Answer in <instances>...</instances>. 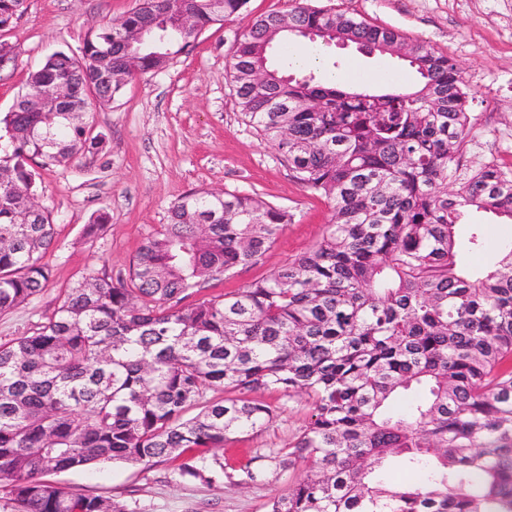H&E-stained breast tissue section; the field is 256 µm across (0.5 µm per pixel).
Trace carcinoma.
Returning a JSON list of instances; mask_svg holds the SVG:
<instances>
[{
    "instance_id": "obj_1",
    "label": "carcinoma",
    "mask_w": 512,
    "mask_h": 512,
    "mask_svg": "<svg viewBox=\"0 0 512 512\" xmlns=\"http://www.w3.org/2000/svg\"><path fill=\"white\" fill-rule=\"evenodd\" d=\"M25 4L0 0L1 30ZM246 4L135 0L79 56L59 52L31 71L20 97L66 83L85 115L100 61L114 97ZM294 37L399 48L418 81L376 92L285 74L269 52ZM228 77L248 124L328 202L326 230L271 275L205 295L258 264L292 214L254 192L191 188L125 272L69 284L35 331L0 343V496L16 512H129L48 477L181 458L182 479L237 485L303 465L269 512H512V241L473 268L464 253L484 248L483 233L465 245L456 233L471 209L512 224V170L462 162L473 123L456 64L423 40L297 0L254 19ZM16 104L0 115V313L52 276L42 258L56 227L46 207L31 208L40 171L100 145L74 112ZM108 221L99 213L84 235ZM211 389L228 396L209 399ZM258 391L304 393L313 412L295 442L235 475L209 452L273 421L274 407L249 398ZM396 461L417 480L388 482Z\"/></svg>"
}]
</instances>
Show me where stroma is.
<instances>
[{
    "instance_id": "1",
    "label": "stroma",
    "mask_w": 512,
    "mask_h": 512,
    "mask_svg": "<svg viewBox=\"0 0 512 512\" xmlns=\"http://www.w3.org/2000/svg\"><path fill=\"white\" fill-rule=\"evenodd\" d=\"M310 6L353 14L428 41L460 69L472 97L474 132L465 156L512 165V0H308ZM28 8L0 42L16 50L0 66V113L9 111L30 71L59 51L78 52L91 30L122 16L133 0H27ZM294 0H249L245 10L202 32L193 49L168 68L129 78L111 104L89 116L98 150L41 173L42 200L57 234L44 256L53 273L46 290L0 313V342L33 332L62 288L83 274L126 269L143 239L166 223L171 204L188 189H240L287 209L293 220L264 260L234 277L211 282L208 294L227 293L270 275L308 250L323 234L330 208L305 191L279 154L237 111L226 79L236 37L253 20L290 9ZM319 77L332 81L356 66L365 85L413 84L416 75L401 59L367 52L354 44L323 46ZM109 222L101 236L85 238L83 227L98 211ZM277 406L273 422L241 435L223 450L232 470L303 432L312 405L304 396L265 392ZM173 460L150 468L101 463L56 475V482L89 495L113 498L131 512H268L270 499L303 474L302 467L269 472L245 485L226 479L185 481Z\"/></svg>"
}]
</instances>
